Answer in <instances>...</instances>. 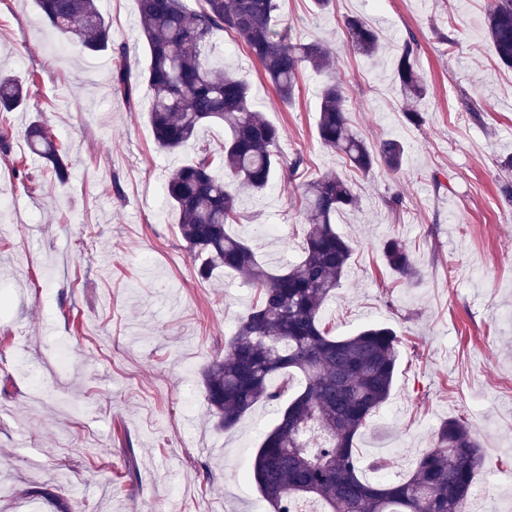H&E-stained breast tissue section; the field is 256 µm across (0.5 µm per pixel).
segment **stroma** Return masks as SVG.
Listing matches in <instances>:
<instances>
[{"instance_id":"obj_1","label":"stroma","mask_w":512,"mask_h":512,"mask_svg":"<svg viewBox=\"0 0 512 512\" xmlns=\"http://www.w3.org/2000/svg\"><path fill=\"white\" fill-rule=\"evenodd\" d=\"M278 3L294 39L326 41L332 74L303 70L285 104L231 34L214 31L212 54L281 129L282 155L303 156L299 181L337 175L358 198L336 217L354 252L322 320L335 337L376 323L402 340L390 397L355 441L362 473L406 476L458 418L486 455L471 512H493L512 498V202L500 167L512 156V67L487 37L488 0H332L322 12L312 0ZM100 8L143 66L136 0ZM349 16L378 31L377 57L349 49ZM408 41L428 86L418 124L396 81ZM112 68L111 52L51 33L34 0H0V73L32 86L0 127L34 176L0 160V512H270L249 473L278 404L222 430L202 383L256 291L232 273L198 276L164 195L185 154L156 144L145 86L129 102L113 95ZM331 76L367 145L403 144L398 173H360L322 147L319 91ZM37 119L67 156L66 185L27 148ZM229 231L265 267L286 269L304 246L297 192L282 180L244 197ZM391 237L419 279L389 269L381 246Z\"/></svg>"}]
</instances>
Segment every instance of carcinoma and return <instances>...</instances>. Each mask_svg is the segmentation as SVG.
<instances>
[{
    "mask_svg": "<svg viewBox=\"0 0 512 512\" xmlns=\"http://www.w3.org/2000/svg\"><path fill=\"white\" fill-rule=\"evenodd\" d=\"M138 23L147 48L143 68L133 72L124 46L112 34L99 0H37L42 21L66 40L90 52L111 51L119 60L113 93L126 100L143 81L149 91V122L155 142L169 152L196 140L199 130L224 124V151L205 147L174 170L165 184L168 204L179 214V232L199 277L220 268L233 271L258 290V299L239 319L224 357L203 372L205 397L217 426L235 427L262 402L288 398L258 448L253 480L272 512H301L302 499H317L323 512H466L475 473L484 451L466 424L443 422L433 448L420 456L403 479L370 482L363 478L354 440L391 393L398 364V339L386 326L371 324L353 336L325 331L321 313L345 279L351 243L333 227L337 213L357 205L351 187L337 175L304 184L300 193L306 225L301 257L281 273H272L252 248L231 236L226 225L239 217L242 192L257 195L277 178L293 177L303 163L285 161L279 152L281 130L252 103L248 84L212 63V32L222 29L241 40L284 103L292 102L299 73H323L333 66L320 41H292L278 28L277 0H201L197 10L184 0H136ZM488 36L499 60L512 66V0H490ZM354 52L372 57L380 49L377 31L363 18L345 21ZM396 79L407 118L421 122L417 103L426 85L415 67L414 48L403 45ZM29 87L0 76V110L27 104ZM318 136L322 146L361 172L376 166L397 172L404 148L388 138L375 148L349 126L339 83L321 89ZM31 152L44 162L50 180L63 185L69 171L62 150L46 125L35 121L25 131ZM222 165L229 179L213 175ZM382 252L390 270L408 280L420 275L406 245L386 240ZM301 374L305 385L273 389L275 374Z\"/></svg>",
    "mask_w": 512,
    "mask_h": 512,
    "instance_id": "1",
    "label": "carcinoma"
}]
</instances>
